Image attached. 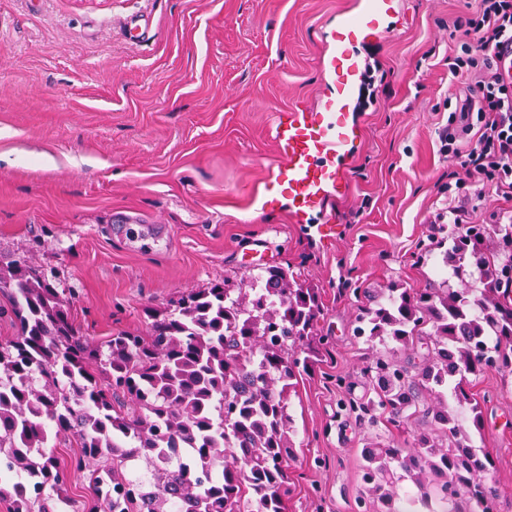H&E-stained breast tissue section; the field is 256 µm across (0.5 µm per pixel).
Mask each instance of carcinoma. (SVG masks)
<instances>
[{
	"mask_svg": "<svg viewBox=\"0 0 512 512\" xmlns=\"http://www.w3.org/2000/svg\"><path fill=\"white\" fill-rule=\"evenodd\" d=\"M442 280L415 291L390 288L364 306L354 336L384 352L368 358L370 381L351 408L377 420L424 423L412 441H372L362 481L375 512L441 500L449 512H494L498 487L469 379L512 372V224L438 225ZM73 290L26 259L0 266V312L17 333L0 342V482L9 512H285L286 462L294 455L288 393L313 370L318 289L279 265L260 267L246 288L217 280L165 308L145 310L143 331L103 342L73 318ZM418 373H411V369ZM80 448L91 497L69 494L51 448ZM149 465L152 481L125 475Z\"/></svg>",
	"mask_w": 512,
	"mask_h": 512,
	"instance_id": "cac0c4a2",
	"label": "carcinoma"
}]
</instances>
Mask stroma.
<instances>
[{"label": "stroma", "instance_id": "35a3bbf8", "mask_svg": "<svg viewBox=\"0 0 512 512\" xmlns=\"http://www.w3.org/2000/svg\"><path fill=\"white\" fill-rule=\"evenodd\" d=\"M364 0H0V263L24 258L74 288L84 336L144 329L146 307L253 262L318 289L320 349L292 391L295 455L286 512H374L361 483L369 437L406 439L348 406L368 387L352 336L370 295L435 279L434 224L453 205L474 224L512 222V198L457 188L440 150L474 78L452 77L457 17L477 0H396L359 46L379 86L360 83L347 189L326 214L251 208L278 160L274 127L295 101L317 106L341 15ZM156 32L127 42L125 20ZM469 392L495 462L497 512H512V374Z\"/></svg>", "mask_w": 512, "mask_h": 512}]
</instances>
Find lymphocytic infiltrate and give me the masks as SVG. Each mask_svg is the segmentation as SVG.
Here are the masks:
<instances>
[{"mask_svg": "<svg viewBox=\"0 0 512 512\" xmlns=\"http://www.w3.org/2000/svg\"><path fill=\"white\" fill-rule=\"evenodd\" d=\"M460 52L448 63L452 76L474 75L479 90L476 140L470 146L441 136V151L463 173L464 182L512 194V67L492 66V52L512 37V0H479L476 11L457 18Z\"/></svg>", "mask_w": 512, "mask_h": 512, "instance_id": "obj_1", "label": "lymphocytic infiltrate"}]
</instances>
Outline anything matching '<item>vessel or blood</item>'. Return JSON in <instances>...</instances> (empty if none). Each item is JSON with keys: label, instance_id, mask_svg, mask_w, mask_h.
Instances as JSON below:
<instances>
[{"label": "vessel or blood", "instance_id": "b4317fda", "mask_svg": "<svg viewBox=\"0 0 512 512\" xmlns=\"http://www.w3.org/2000/svg\"><path fill=\"white\" fill-rule=\"evenodd\" d=\"M392 8L393 0H365L360 11L337 22L334 52L324 64L333 79L332 93L321 107L295 106L278 115L274 139L279 161L262 193L253 197L254 207L272 210L284 198L291 215L301 218L325 210L332 196L345 193V175L336 161L349 152L356 137L348 121L352 90L362 70L355 46Z\"/></svg>", "mask_w": 512, "mask_h": 512}]
</instances>
